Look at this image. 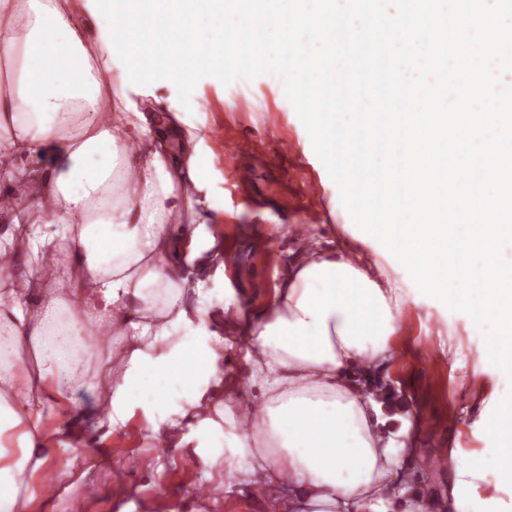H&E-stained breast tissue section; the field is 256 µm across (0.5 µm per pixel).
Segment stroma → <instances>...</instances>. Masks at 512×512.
Listing matches in <instances>:
<instances>
[{
	"label": "stroma",
	"instance_id": "35a3bbf8",
	"mask_svg": "<svg viewBox=\"0 0 512 512\" xmlns=\"http://www.w3.org/2000/svg\"><path fill=\"white\" fill-rule=\"evenodd\" d=\"M240 95L248 109L237 107ZM187 119L212 134L208 185L223 210L209 227L213 249L224 263L201 266L191 279L207 291L210 327L220 332L225 307L251 312L265 307L269 289L306 234L335 246L337 225L351 217L339 207L340 194L326 168L308 151L310 137L278 78L266 75L227 86L203 78ZM228 140L239 145L236 161L249 169L248 182L236 184L227 177ZM402 320L413 349L400 352L397 371L378 378L389 404L385 428L396 433L406 418L419 417L410 446L423 464L411 493L441 502L448 497L453 468L469 466L487 446L470 411L472 402L489 400L491 412L512 417V366L492 362L493 330L477 325L470 314L430 299L408 306ZM247 345V337L238 336L223 348L219 370L231 386L210 394L212 406H223L237 389L246 399L258 398L245 359ZM131 424L137 430L132 438L101 428L82 451L56 447L57 491L48 493L38 479H30L29 512H75L80 503L85 512H265L271 489L247 475V462L235 448L240 417L225 421L224 443L217 448L206 447L188 427L164 440L147 431L142 417H133ZM125 457L135 462L137 474L118 493L110 477L116 461ZM191 457L196 466H186ZM429 457L438 460V467L425 466ZM90 489L95 497L89 501L85 493Z\"/></svg>",
	"mask_w": 512,
	"mask_h": 512
}]
</instances>
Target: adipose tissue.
Returning <instances> with one entry per match:
<instances>
[{"label": "adipose tissue", "mask_w": 512, "mask_h": 512, "mask_svg": "<svg viewBox=\"0 0 512 512\" xmlns=\"http://www.w3.org/2000/svg\"><path fill=\"white\" fill-rule=\"evenodd\" d=\"M130 0H0V197L32 190L31 205L0 229V512H27V476L51 470L48 418L93 420L76 402L88 380L108 385L99 405L111 429L135 411L162 412L169 387L206 438L223 417L201 399L223 379V337L204 303L188 307V272L206 251L205 134L185 119L198 57L172 72L146 64L120 19ZM124 78L106 80L113 58ZM177 77L179 105L151 128L130 92ZM53 160L45 170L42 158ZM439 253L394 235L344 226L333 249L303 248L267 307L239 313L246 359L261 379L263 409L237 440L251 477L271 481L301 512H378L394 504L404 443L380 429L381 404L362 380L395 361L407 303L437 294ZM121 340V367L78 355L89 323ZM182 334L179 346L162 348ZM15 445L17 455L7 453Z\"/></svg>", "instance_id": "1"}]
</instances>
